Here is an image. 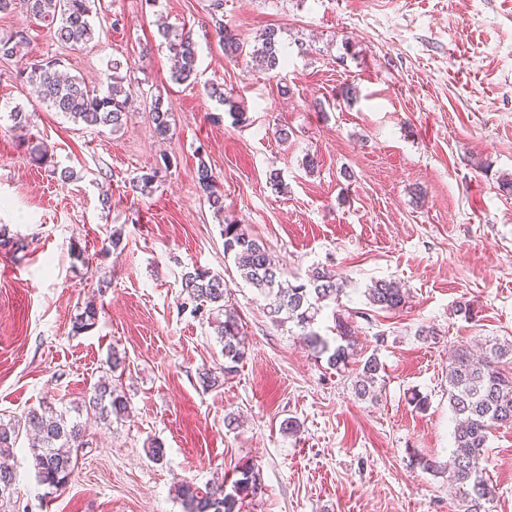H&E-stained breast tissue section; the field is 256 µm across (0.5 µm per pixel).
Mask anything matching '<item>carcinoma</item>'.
Masks as SVG:
<instances>
[{
  "label": "carcinoma",
  "instance_id": "1",
  "mask_svg": "<svg viewBox=\"0 0 512 512\" xmlns=\"http://www.w3.org/2000/svg\"><path fill=\"white\" fill-rule=\"evenodd\" d=\"M21 4L26 12L53 27L54 39L73 50L85 47L93 39L90 23V0H0V13ZM216 33L224 44V54L231 58L248 57L247 64L268 73H278L288 63L281 52L279 30L267 28L261 32L257 45L249 53L236 35L224 26V19L212 16ZM175 66L172 78L179 83L192 82L197 77L195 42L188 33L162 32ZM58 62L46 59L28 64L17 72V78L36 87L40 101L88 126H110L121 129L126 116L127 99L131 93V78L123 73L128 68L119 59L110 61L106 88L91 89L77 77L63 78L57 72ZM156 134L166 139L170 133L169 112L160 100L150 106ZM157 173L143 174L130 181L131 191L150 195ZM197 185L207 202L217 212L224 210V194L216 187L211 169L201 162L197 168ZM224 254L232 256L241 278L264 294L275 296L270 309L272 321L278 325L293 324L312 354L327 356L330 368L344 370L350 359V328L348 321H336L337 338L330 341L314 330L322 304L339 302L344 283L334 271L325 267L312 270L307 278L295 284L284 279V272L269 257L264 243L251 236L240 224L224 225ZM224 278L207 270L196 269L182 275V305L192 306L195 313L211 315L219 342L223 344L224 376L237 371L246 355L243 327L238 315L227 309ZM369 305L382 311H396L406 302V292L397 283L375 282L366 294ZM96 306L89 304L74 322L80 332L95 326ZM512 363V342L494 338L485 342V350L474 356L469 350L454 352L448 363V402L456 417L454 447L448 461L441 464L423 460V467L438 474H448V483L456 486L467 503L466 512H490L489 504L495 488L485 477V449L489 435L502 427L512 428V371L503 368ZM384 366L376 354L360 361L352 370L353 390L360 399L377 398V384ZM84 408L98 418L110 422L120 420L127 411V398L117 385L97 384L84 400ZM33 436L31 448L38 481L52 488L65 486L78 460V451L89 444L79 418L45 402L29 410L17 422H0V512H7L15 484L13 469L8 464L16 448L20 429ZM262 489V471L254 463L244 466L239 477L213 483L205 488L184 480L176 494L187 512H241L245 499Z\"/></svg>",
  "mask_w": 512,
  "mask_h": 512
}]
</instances>
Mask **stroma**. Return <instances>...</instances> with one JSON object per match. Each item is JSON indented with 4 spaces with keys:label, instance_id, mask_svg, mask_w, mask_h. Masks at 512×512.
Masks as SVG:
<instances>
[{
    "label": "stroma",
    "instance_id": "stroma-1",
    "mask_svg": "<svg viewBox=\"0 0 512 512\" xmlns=\"http://www.w3.org/2000/svg\"><path fill=\"white\" fill-rule=\"evenodd\" d=\"M213 2L91 0L95 39L81 51L61 47L45 22L0 13L1 38L25 37L16 57L0 58V232L24 244L0 246V420L45 401L74 407L102 379L129 411L89 419L91 443L57 490L39 483L20 438L13 510L184 512L180 479L202 487L255 463L263 489L242 512H464L447 476L422 461L453 449V347L512 341V195L498 189L512 177V0H224V24L247 46L281 30L288 64L276 77L225 56ZM163 25L192 33L196 83L172 80ZM47 57L98 89L112 59L127 62L135 97L122 128L40 104L16 72ZM348 85L358 95L347 102ZM215 86L246 122L234 123ZM156 97L171 114L165 140L148 112ZM35 146L47 162L32 161ZM165 157L155 192L133 193L130 180ZM202 163L223 214L196 190ZM228 222L258 237L288 279L322 266L344 277L315 328L331 340L337 316L350 322L358 353L385 367L378 400L357 399L349 372L272 323L267 299L224 254ZM193 268L224 277L246 336V359L215 388L201 375L219 373L222 346L181 307ZM377 280L406 288L403 308L370 307L364 292ZM90 301L98 321L75 332ZM461 301L475 317L456 315ZM424 326L437 341L422 339ZM288 418L297 433L282 432ZM155 439L158 462L147 453ZM486 454L490 510L512 512V428L493 431Z\"/></svg>",
    "mask_w": 512,
    "mask_h": 512
}]
</instances>
